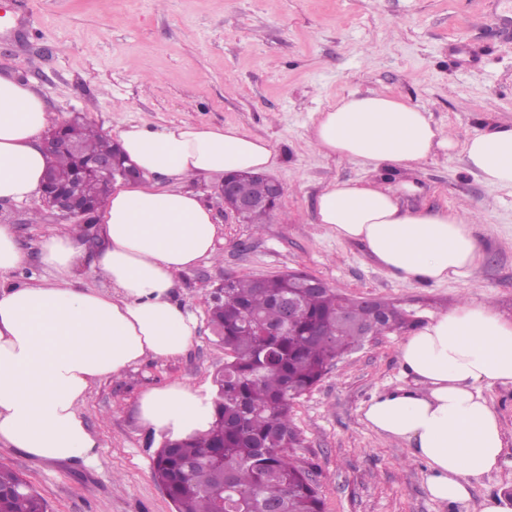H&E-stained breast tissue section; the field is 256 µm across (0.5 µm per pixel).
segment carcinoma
Wrapping results in <instances>:
<instances>
[{
	"mask_svg": "<svg viewBox=\"0 0 512 512\" xmlns=\"http://www.w3.org/2000/svg\"><path fill=\"white\" fill-rule=\"evenodd\" d=\"M64 128L78 148L47 156L56 185L77 189L91 202L109 196L112 183L79 176L80 166L100 155H113L121 164L127 158L78 114ZM293 292V283L279 275L261 285L237 277L224 297L211 303L209 321L231 351L222 394L214 399V420L198 436L161 448L154 460V478L175 512H217L218 459L224 460V483L238 494L239 512H324L310 471L290 454L298 439L291 403L321 380L333 360L368 341L366 327L378 336L412 322L390 302L384 318L375 322L360 301L330 289L301 295V314L289 332L265 334L264 328L281 321L279 299ZM0 489L8 493L0 512H48L43 497L4 466Z\"/></svg>",
	"mask_w": 512,
	"mask_h": 512,
	"instance_id": "obj_1",
	"label": "carcinoma"
}]
</instances>
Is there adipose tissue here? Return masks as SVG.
<instances>
[{"label":"adipose tissue","mask_w":512,"mask_h":512,"mask_svg":"<svg viewBox=\"0 0 512 512\" xmlns=\"http://www.w3.org/2000/svg\"><path fill=\"white\" fill-rule=\"evenodd\" d=\"M48 124L46 105L30 85L0 77V201L38 192ZM117 138L146 179L113 191L94 255L76 230L52 231L40 244L52 279L14 282L26 254L12 224L0 222V447L37 461L95 462L98 441L81 410L89 387L191 346L197 321L175 298L176 277L214 257L219 226L187 182L265 174L281 164L267 140L231 125L141 122ZM310 142L324 156L400 175L390 185L366 178L329 183L317 197L316 218L336 239L361 241L383 269L407 281L465 279L480 267L467 216L405 204L423 191L420 164L455 148L424 112L399 96L351 94L317 114ZM464 153L484 182L512 188V127L476 135ZM86 277L103 287H83ZM399 359L408 384L374 396L364 418L387 440L409 443L432 498L463 512L474 480L512 461L483 393L512 387V321L488 304L464 301L409 335ZM139 414L155 435L184 439L208 429L214 404L203 388L173 383L145 391Z\"/></svg>","instance_id":"ef3b65f1"}]
</instances>
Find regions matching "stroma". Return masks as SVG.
<instances>
[{"mask_svg":"<svg viewBox=\"0 0 512 512\" xmlns=\"http://www.w3.org/2000/svg\"><path fill=\"white\" fill-rule=\"evenodd\" d=\"M504 0H0V76L31 84L51 123L73 113L108 137L145 121L235 125L271 142L285 188L262 226L224 209L218 178L191 181L221 226L216 256L177 278V298L199 322L189 350L147 359L123 377L95 382L83 405L99 441L93 465L41 462L0 449L48 512H174L153 477L160 440L143 426L141 394L183 382L212 385L226 360L208 322L210 295L225 275L288 270L322 278L347 296L385 300L419 324L467 297L512 320V189L473 174L463 145L492 126L512 125V21ZM406 97L458 145L424 161L425 190L412 207L464 208L484 253L472 277L439 284L394 278L363 243L339 240L316 222L315 201L332 181L363 167L321 155L307 142L316 112L352 93ZM44 213L29 223L31 213ZM27 260L15 277L51 278L39 242L61 222L40 196L0 202ZM402 332L376 336L338 359L291 404L324 512H448L428 493L423 466L385 441L363 417L375 394L404 385Z\"/></svg>","mask_w":512,"mask_h":512,"instance_id":"1","label":"stroma"}]
</instances>
